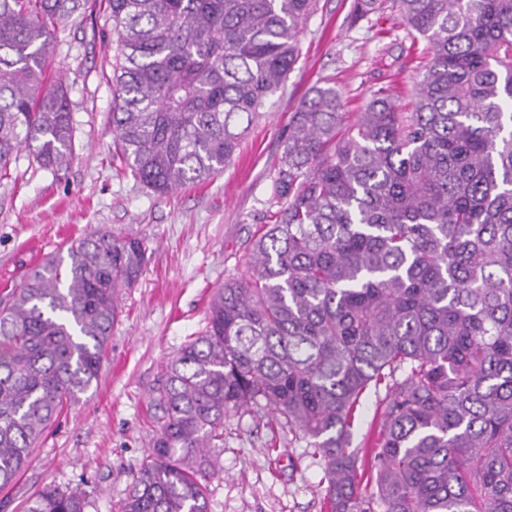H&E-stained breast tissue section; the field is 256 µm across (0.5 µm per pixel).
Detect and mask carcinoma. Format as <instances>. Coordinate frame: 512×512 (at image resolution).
I'll list each match as a JSON object with an SVG mask.
<instances>
[{
  "label": "carcinoma",
  "instance_id": "1",
  "mask_svg": "<svg viewBox=\"0 0 512 512\" xmlns=\"http://www.w3.org/2000/svg\"><path fill=\"white\" fill-rule=\"evenodd\" d=\"M394 2L429 54L412 111L378 89L344 127L336 89L301 101L273 183L286 206L167 361L118 512H209L210 449L253 407L324 461L328 512H512V0ZM96 5L116 36L113 157L162 196L231 161L313 0H0V179L23 150L70 164L69 86L46 61ZM148 251L99 227L0 305V489L98 379ZM382 387L374 444L354 448ZM86 505L48 484L26 512ZM386 390L382 387L375 393L372 389L363 400V405L359 409L354 427L352 429V446L365 448L371 443L374 434L376 409L379 402L385 397Z\"/></svg>",
  "mask_w": 512,
  "mask_h": 512
}]
</instances>
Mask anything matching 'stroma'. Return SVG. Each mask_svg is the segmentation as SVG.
<instances>
[{"label": "stroma", "mask_w": 512, "mask_h": 512, "mask_svg": "<svg viewBox=\"0 0 512 512\" xmlns=\"http://www.w3.org/2000/svg\"><path fill=\"white\" fill-rule=\"evenodd\" d=\"M352 3L316 0L284 90L267 101L232 161L166 196L115 170L107 131L114 48L104 14L59 32L48 64L69 86L75 156L54 172L24 151L0 180V299L64 243L102 225L145 239L149 262L119 294L97 382L0 490V512H24L50 482L85 491L86 512H115L148 459L156 430L150 393L166 361L202 329L214 289L245 275L255 237L283 207L273 195L281 142L313 86L341 93L349 121L380 88L412 105L424 41L400 23L392 0L357 22ZM216 454L222 470L210 481L209 512H327L324 470L283 417L260 408L230 414Z\"/></svg>", "instance_id": "1"}]
</instances>
